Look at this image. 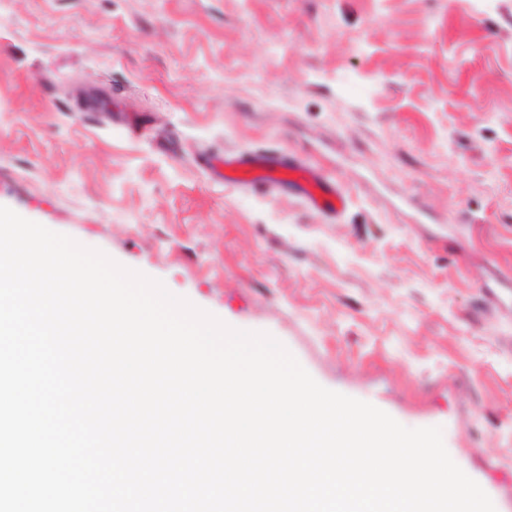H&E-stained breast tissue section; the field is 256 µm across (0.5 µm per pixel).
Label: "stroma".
<instances>
[{
  "mask_svg": "<svg viewBox=\"0 0 512 512\" xmlns=\"http://www.w3.org/2000/svg\"><path fill=\"white\" fill-rule=\"evenodd\" d=\"M0 205L441 427L512 512V0H0ZM253 160L266 165L270 171V173L257 175L247 180L253 188H264L266 185L276 182L279 178L271 172L276 169L288 168L290 175L288 184L304 198L309 208L332 217L338 216L345 208L344 191L315 169L290 158L286 161L265 155H256Z\"/></svg>",
  "mask_w": 512,
  "mask_h": 512,
  "instance_id": "stroma-1",
  "label": "stroma"
}]
</instances>
